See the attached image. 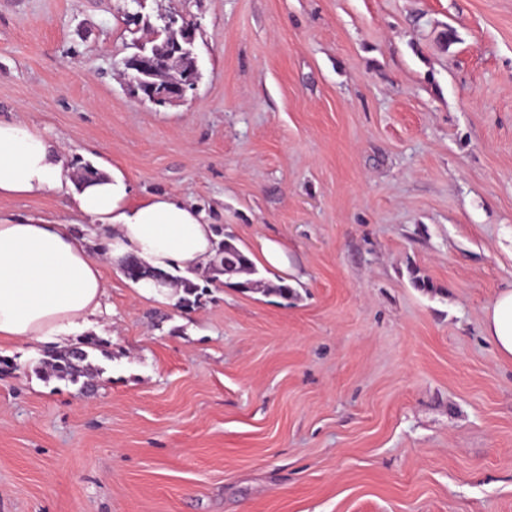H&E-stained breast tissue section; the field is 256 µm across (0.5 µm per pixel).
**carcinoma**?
<instances>
[{"label": "carcinoma", "instance_id": "obj_1", "mask_svg": "<svg viewBox=\"0 0 512 512\" xmlns=\"http://www.w3.org/2000/svg\"><path fill=\"white\" fill-rule=\"evenodd\" d=\"M172 281L182 291L179 307L186 311L192 310L198 304L203 288L184 276H174ZM205 282L215 286L232 287L241 292L273 293L284 299L294 294L293 289L283 283L270 287L250 254L236 245L235 238L231 234L224 235V239L217 242L216 261L206 272ZM97 346L99 341L87 338L77 346L52 354L48 362L49 370L44 372V378L68 379L75 382L79 377L87 376L90 369L87 349Z\"/></svg>", "mask_w": 512, "mask_h": 512}]
</instances>
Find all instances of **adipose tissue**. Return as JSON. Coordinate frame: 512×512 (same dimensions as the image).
Returning <instances> with one entry per match:
<instances>
[{
    "mask_svg": "<svg viewBox=\"0 0 512 512\" xmlns=\"http://www.w3.org/2000/svg\"><path fill=\"white\" fill-rule=\"evenodd\" d=\"M65 192L68 208L87 223L76 234L30 214L0 217V340L65 339L106 313L103 265L136 258L174 275L206 269L215 259L208 213L162 192L133 198L125 173L102 163L80 174L60 141L36 126L0 120V197ZM102 259L89 253L92 241ZM485 332L512 361V288L498 292L484 313Z\"/></svg>",
    "mask_w": 512,
    "mask_h": 512,
    "instance_id": "ef3b65f1",
    "label": "adipose tissue"
}]
</instances>
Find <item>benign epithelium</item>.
Listing matches in <instances>:
<instances>
[{
	"mask_svg": "<svg viewBox=\"0 0 512 512\" xmlns=\"http://www.w3.org/2000/svg\"><path fill=\"white\" fill-rule=\"evenodd\" d=\"M162 41L139 44L127 59L130 92L141 102L166 105L183 100L199 73L194 58L195 29L174 16H162Z\"/></svg>",
	"mask_w": 512,
	"mask_h": 512,
	"instance_id": "obj_1",
	"label": "benign epithelium"
}]
</instances>
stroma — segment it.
Segmentation results:
<instances>
[{
  "label": "stroma",
  "instance_id": "obj_1",
  "mask_svg": "<svg viewBox=\"0 0 512 512\" xmlns=\"http://www.w3.org/2000/svg\"><path fill=\"white\" fill-rule=\"evenodd\" d=\"M170 14L200 79L159 107L117 70ZM0 119L196 203L256 264L276 243L297 292L186 313L106 264L90 384L0 341V512H512L483 327L512 287V0H0ZM30 213L76 220L0 199Z\"/></svg>",
  "mask_w": 512,
  "mask_h": 512
}]
</instances>
